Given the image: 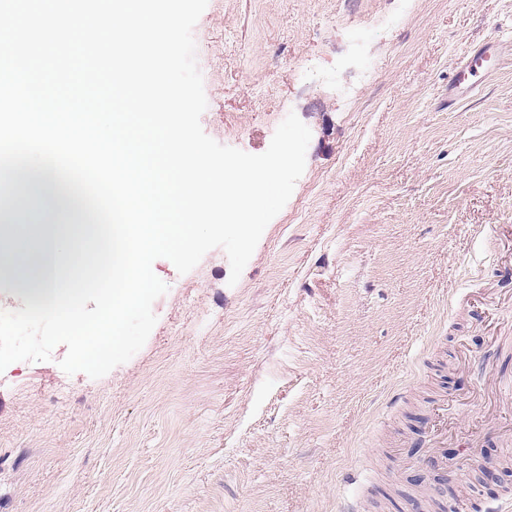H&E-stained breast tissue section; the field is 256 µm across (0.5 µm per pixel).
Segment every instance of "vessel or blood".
Here are the masks:
<instances>
[{
	"instance_id": "1",
	"label": "vessel or blood",
	"mask_w": 512,
	"mask_h": 512,
	"mask_svg": "<svg viewBox=\"0 0 512 512\" xmlns=\"http://www.w3.org/2000/svg\"><path fill=\"white\" fill-rule=\"evenodd\" d=\"M512 45L491 37L467 51L455 66L454 77L448 85V106L457 108L475 92L478 84L495 74L506 51Z\"/></svg>"
}]
</instances>
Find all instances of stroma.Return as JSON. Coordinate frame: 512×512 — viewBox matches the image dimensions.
<instances>
[{
    "instance_id": "stroma-1",
    "label": "stroma",
    "mask_w": 512,
    "mask_h": 512,
    "mask_svg": "<svg viewBox=\"0 0 512 512\" xmlns=\"http://www.w3.org/2000/svg\"><path fill=\"white\" fill-rule=\"evenodd\" d=\"M491 36L512 41V0H208L204 132L260 154L295 112L305 170L236 285L220 248L153 262L168 290L128 362L66 376L60 344L0 372V512L512 503L458 467L512 462V57L448 108ZM441 442L449 491L412 451Z\"/></svg>"
}]
</instances>
